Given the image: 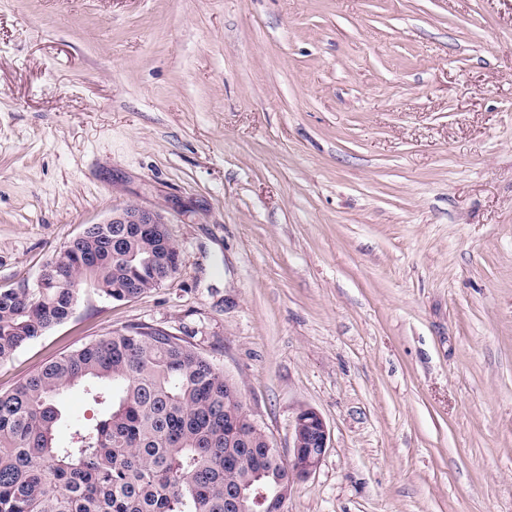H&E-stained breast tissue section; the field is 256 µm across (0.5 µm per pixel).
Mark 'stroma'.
<instances>
[{
	"mask_svg": "<svg viewBox=\"0 0 512 512\" xmlns=\"http://www.w3.org/2000/svg\"><path fill=\"white\" fill-rule=\"evenodd\" d=\"M127 203L179 274L0 391L157 327L280 452L323 417L285 512H512V0H0V288Z\"/></svg>",
	"mask_w": 512,
	"mask_h": 512,
	"instance_id": "obj_1",
	"label": "stroma"
}]
</instances>
